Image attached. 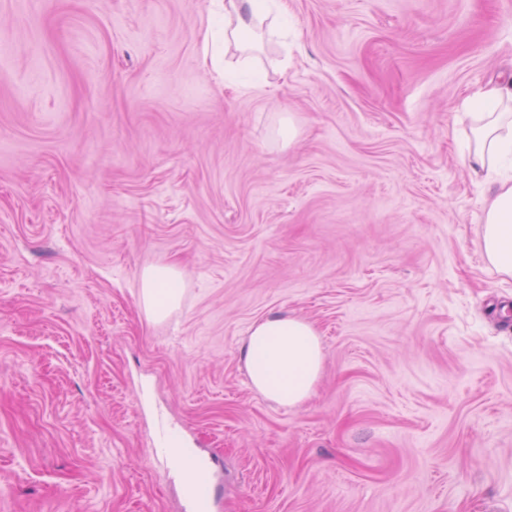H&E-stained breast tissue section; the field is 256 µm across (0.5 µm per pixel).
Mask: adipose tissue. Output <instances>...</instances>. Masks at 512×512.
<instances>
[{
  "instance_id": "obj_1",
  "label": "adipose tissue",
  "mask_w": 512,
  "mask_h": 512,
  "mask_svg": "<svg viewBox=\"0 0 512 512\" xmlns=\"http://www.w3.org/2000/svg\"><path fill=\"white\" fill-rule=\"evenodd\" d=\"M287 23L278 0H210L203 58L216 71L258 70L263 41L273 40ZM466 106L472 125L464 160L475 175L494 178L484 209L481 249L497 273L512 277V79L474 89ZM179 281L172 267L143 272L141 301L150 316L161 318L177 304ZM240 357L251 386L291 408L312 395L323 351L312 323L271 314L252 324Z\"/></svg>"
}]
</instances>
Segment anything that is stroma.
<instances>
[{"label": "stroma", "mask_w": 512, "mask_h": 512, "mask_svg": "<svg viewBox=\"0 0 512 512\" xmlns=\"http://www.w3.org/2000/svg\"><path fill=\"white\" fill-rule=\"evenodd\" d=\"M209 0H0V512H512V278L454 137L512 71V0H285L262 88ZM178 304L148 319L146 268ZM323 367L283 408L271 313ZM179 281V273L173 267L148 268L143 272L141 301L150 316L159 319L177 304ZM240 357L251 386L267 399L291 408L314 392L323 351L312 323L271 314L252 324ZM186 489L195 505V512L211 511L210 470L207 465L197 464L195 477Z\"/></svg>", "instance_id": "stroma-1"}]
</instances>
